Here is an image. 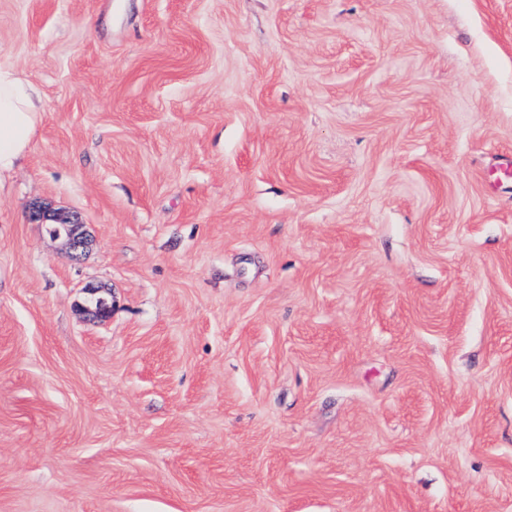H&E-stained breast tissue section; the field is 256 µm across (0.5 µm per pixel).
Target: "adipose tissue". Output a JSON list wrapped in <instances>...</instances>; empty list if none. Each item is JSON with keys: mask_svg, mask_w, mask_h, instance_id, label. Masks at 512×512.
<instances>
[{"mask_svg": "<svg viewBox=\"0 0 512 512\" xmlns=\"http://www.w3.org/2000/svg\"><path fill=\"white\" fill-rule=\"evenodd\" d=\"M42 119L37 88L16 72L0 68V180L27 159Z\"/></svg>", "mask_w": 512, "mask_h": 512, "instance_id": "ef3b65f1", "label": "adipose tissue"}]
</instances>
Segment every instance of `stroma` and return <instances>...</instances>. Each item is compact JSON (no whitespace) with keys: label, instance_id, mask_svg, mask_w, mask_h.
Instances as JSON below:
<instances>
[{"label":"stroma","instance_id":"obj_1","mask_svg":"<svg viewBox=\"0 0 512 512\" xmlns=\"http://www.w3.org/2000/svg\"><path fill=\"white\" fill-rule=\"evenodd\" d=\"M0 67V512H512V0H0ZM42 119L37 88L0 68V185L29 156ZM42 221H53L51 223L42 222V224H53L52 234L56 237H63L66 242L68 256L72 260H78L86 251L89 245V238L83 224L71 222L64 218H55L40 211L36 214Z\"/></svg>","mask_w":512,"mask_h":512}]
</instances>
